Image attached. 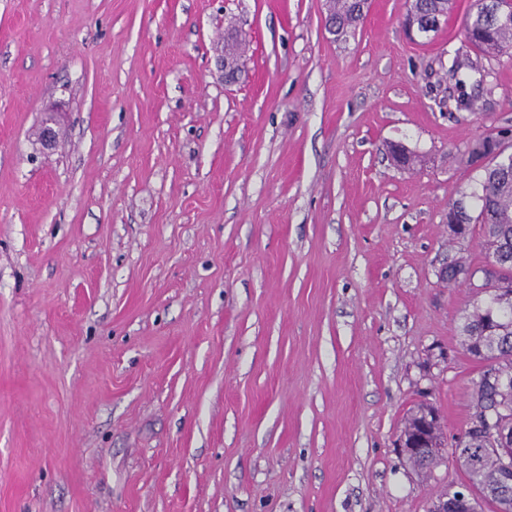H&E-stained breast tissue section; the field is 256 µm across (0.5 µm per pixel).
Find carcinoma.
Masks as SVG:
<instances>
[{
    "label": "carcinoma",
    "mask_w": 512,
    "mask_h": 512,
    "mask_svg": "<svg viewBox=\"0 0 512 512\" xmlns=\"http://www.w3.org/2000/svg\"><path fill=\"white\" fill-rule=\"evenodd\" d=\"M451 0H408L405 20L418 31H435L437 20L448 15ZM362 0H328V23L336 37L353 34L363 18ZM512 14V0H477L474 13L467 19V43L486 56H498L512 51V25L499 24L497 14ZM502 147L496 136H488L471 150L486 161L474 165L481 172L471 193L477 214L456 202L448 208V223L460 227L461 235L470 226H481L483 246L487 257L498 260L504 278L512 282V162L495 160ZM462 345L473 358L492 363L497 374L494 382L480 380L474 393V415H488L495 423L512 429V308L500 305L497 292L488 291L487 298L473 304L464 317ZM437 416L434 408L422 403L405 421L402 434L411 441L421 434L433 440L442 434L437 426L423 430L427 416ZM498 449L469 429L455 438L451 455L464 472L463 488L470 490L469 512H478L481 502L496 505L497 512H512V475L503 476L496 466Z\"/></svg>",
    "instance_id": "cac0c4a2"
}]
</instances>
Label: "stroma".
I'll return each mask as SVG.
<instances>
[{"label": "stroma", "instance_id": "35a3bbf8", "mask_svg": "<svg viewBox=\"0 0 512 512\" xmlns=\"http://www.w3.org/2000/svg\"><path fill=\"white\" fill-rule=\"evenodd\" d=\"M371 0H0V512H429L485 365L448 206L512 129V54ZM244 44L234 83L222 55ZM471 65L460 78L456 54ZM61 114L42 149L47 110ZM420 157L403 169L388 147ZM363 7L362 0H329L328 1V25L337 38L343 39L354 34L358 24L363 18L365 8L369 1L365 0ZM431 416L433 420H435V416H438L434 408L428 404L422 403L415 410H413L410 415L407 417L405 421V425L402 431V434L407 438V442L415 439L420 434L428 435L430 440L438 438L440 434H442V429L440 425H436L435 429L430 427L429 431L423 430V423L426 416ZM447 445V443H446ZM444 440L435 439L432 443H422L420 445H412L406 447L404 439L400 438L399 441V449L403 457H413L420 459L425 464L427 459L435 456V460L432 464L425 465V470H430L434 467V463L438 462L443 456V452L447 451L448 448H445Z\"/></svg>", "mask_w": 512, "mask_h": 512}]
</instances>
